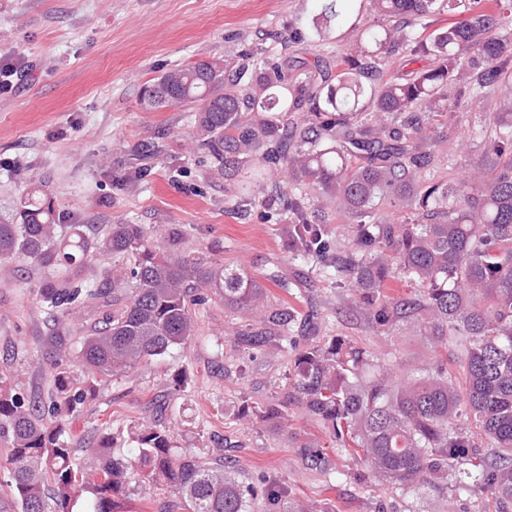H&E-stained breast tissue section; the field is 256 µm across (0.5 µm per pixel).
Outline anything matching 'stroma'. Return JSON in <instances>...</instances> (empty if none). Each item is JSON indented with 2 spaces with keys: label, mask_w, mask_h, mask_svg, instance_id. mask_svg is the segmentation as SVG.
Masks as SVG:
<instances>
[{
  "label": "stroma",
  "mask_w": 512,
  "mask_h": 512,
  "mask_svg": "<svg viewBox=\"0 0 512 512\" xmlns=\"http://www.w3.org/2000/svg\"><path fill=\"white\" fill-rule=\"evenodd\" d=\"M320 0H0V56L19 75L0 90V217L31 188L43 186L68 224H140L153 233L181 230L188 250L204 251L214 266L254 277L283 271L292 293L268 285L272 303L292 300L307 346L342 336L407 376L423 359L420 336L405 323L383 331L371 323L344 284L323 277L288 248L282 203L232 206L235 183L213 173V159L195 123L196 105L147 110L145 86L166 71L213 57L261 53L272 61L335 65L355 41L354 20L375 16L371 0H349L328 38L311 45ZM484 102L464 100L432 129L447 154L448 177L467 175L488 150L473 138ZM40 270L24 261L0 271V376L19 391L49 396L55 369L43 338L48 315L37 296ZM200 333L163 360L99 382L72 447H82L103 422L116 433V455L133 459V437L163 420L180 452L224 463L239 482L277 478L290 499L311 512H485V499L454 485L391 490L361 488L368 464L343 456L336 487L308 469L299 445L331 440L323 425L289 405L265 421L256 406L284 399L292 382L287 358L273 345L252 353L234 347L242 313L216 294L196 309ZM187 373L180 392L172 378Z\"/></svg>",
  "instance_id": "stroma-1"
}]
</instances>
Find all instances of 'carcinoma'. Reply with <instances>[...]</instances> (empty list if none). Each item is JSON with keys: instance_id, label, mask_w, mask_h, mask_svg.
<instances>
[{"instance_id": "1", "label": "carcinoma", "mask_w": 512, "mask_h": 512, "mask_svg": "<svg viewBox=\"0 0 512 512\" xmlns=\"http://www.w3.org/2000/svg\"><path fill=\"white\" fill-rule=\"evenodd\" d=\"M341 0H322L316 34L338 16ZM393 22L360 28L331 78L321 66L295 73L262 62L241 84L232 59L199 61L169 70L144 88L147 109L200 104L196 122L215 159L217 175L234 181L250 168L281 166L298 184L351 218L353 251L329 239L325 206L308 193H288V247L322 269L348 277L361 309L378 327L410 323L430 347L422 374L397 380L389 364L342 336L296 350L295 311L267 303L266 288L244 272L213 267L182 248L178 229L153 237L140 224H61L51 198L31 189L8 219H0V265L31 261L43 271L37 285L53 311L47 345L57 358H74L90 377L76 383L63 367L47 399L16 391L0 377V443L10 448L7 484L21 512H131L128 490L168 488L185 512H306L286 503L273 483L247 488L224 466L179 456L173 431L139 429L137 468L112 455V434L85 443L74 463L71 428L100 379L128 373L185 346L198 334L192 306L201 288L224 304L255 316L259 332L236 335L252 349L274 336L294 352L286 400L258 408L281 418L295 403L325 424L338 455H360L390 489L448 481V463L468 466L463 492L485 495L490 512H512V0H373ZM458 13L464 19L428 34L426 19ZM428 54L434 65L389 77L381 55ZM495 98L490 113L491 159L464 179L437 177L447 161L431 132L434 117L455 111L463 97ZM373 108L361 120L364 101ZM292 112L303 113L297 121ZM406 213L400 224L383 207ZM120 260L118 274L93 288L74 271L97 257ZM402 282L423 294L389 288ZM76 309L100 317L73 336L67 317ZM459 355L448 358V345ZM306 466L333 476L325 449L305 442Z\"/></svg>"}]
</instances>
